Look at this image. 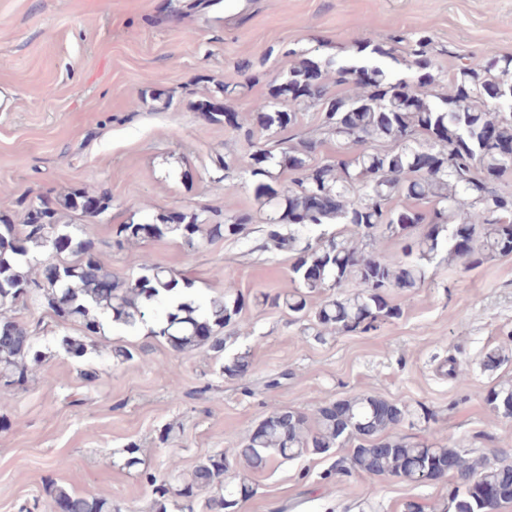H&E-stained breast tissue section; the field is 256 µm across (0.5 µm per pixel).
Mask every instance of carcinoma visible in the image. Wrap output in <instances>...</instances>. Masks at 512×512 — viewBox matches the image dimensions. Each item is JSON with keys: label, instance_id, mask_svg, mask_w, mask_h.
Wrapping results in <instances>:
<instances>
[{"label": "carcinoma", "instance_id": "carcinoma-1", "mask_svg": "<svg viewBox=\"0 0 512 512\" xmlns=\"http://www.w3.org/2000/svg\"><path fill=\"white\" fill-rule=\"evenodd\" d=\"M401 35L383 44L368 39L359 44L367 53L360 63L329 62L321 67L303 61L273 84L271 97L255 105L254 121L263 132L279 135L293 125V111L306 104L323 106V134L355 148L347 163H311L318 141L290 136L274 146H258L250 155L247 171L267 181L257 185L263 206L276 202L267 217L256 250L294 254L291 282L294 287L274 294L262 292L255 303L284 308L298 320H307L335 334L366 332L378 321L396 319L399 307L388 300L392 288L411 290L429 278V268L440 254L463 267L480 266L499 256L512 254V194L501 191L502 178L512 172V158L501 150L512 149V97L499 94L512 86V57L489 48L482 61L460 63L453 71L448 92L429 99L426 89L443 83L435 72L433 39L417 33L411 48L401 53ZM413 72L416 82L392 79L388 62ZM344 94L329 96L330 87ZM290 168L291 186L276 189L273 169ZM397 197L427 199L429 215L412 209H397ZM64 209L79 210L95 218L109 208L102 195L69 192L58 199ZM58 211L44 203L26 206V221L13 224L0 220V381L20 386L32 377L42 359L37 349L41 323L21 324L4 310L32 301L63 322H78L87 331H104L102 320L126 329L143 325L150 335L164 340L175 351L190 353L208 346L224 354L233 325L247 303L228 285L224 295L207 304L185 300L172 303V293L192 281L157 264L145 262L139 274L122 281L100 260L92 241L75 238L57 224ZM255 217L243 213L223 223L205 213L181 212L176 220L161 214L146 223H125L115 228L112 247L122 250L131 242L149 237L172 236L192 246L202 238L236 235ZM342 225L340 232H327L304 239L300 230ZM402 239L403 254L387 255L381 244ZM70 252L73 259L49 262L52 253ZM44 265L42 278L29 268ZM355 291L332 294L317 308L309 297L341 288L347 282ZM68 356L83 361L94 345L75 336L57 339ZM251 366L242 354L220 367L236 377ZM485 400L504 419H512V383L492 387ZM375 396L342 400V418L328 407L317 410L316 425L306 413L274 407L262 421L261 431L228 455H212L200 462L186 478L177 461L170 460L168 477L143 472L153 488L156 512H195L194 501L183 496L213 485L217 492L203 504V512H227L239 504V492L224 484V474L233 464L262 471L275 460H293L309 454H325L354 442L348 455L336 459L333 471L351 470L370 475H388L410 483H424L452 474L443 512H497L512 503V462L504 458H472L450 440L446 443L391 439L385 432L402 423L406 407ZM455 469L448 471V461ZM498 496L487 503L485 490ZM65 512H121L103 497L74 494L63 487L52 495Z\"/></svg>", "mask_w": 512, "mask_h": 512}]
</instances>
